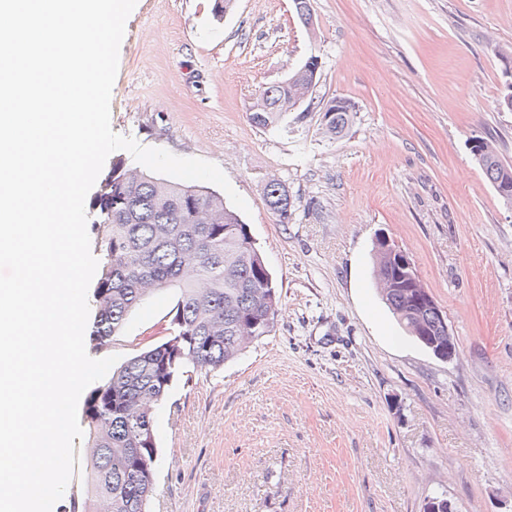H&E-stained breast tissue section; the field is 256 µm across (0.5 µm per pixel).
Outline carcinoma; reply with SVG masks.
I'll list each match as a JSON object with an SVG mask.
<instances>
[{"instance_id": "carcinoma-1", "label": "carcinoma", "mask_w": 512, "mask_h": 512, "mask_svg": "<svg viewBox=\"0 0 512 512\" xmlns=\"http://www.w3.org/2000/svg\"><path fill=\"white\" fill-rule=\"evenodd\" d=\"M298 92L280 83L263 88L248 109L250 122L265 130L281 127ZM324 111L330 114L326 136H343L353 123L354 105L346 100L338 112L332 100ZM472 152L498 196L512 203V164L484 140L476 141ZM108 181L111 188L93 203L102 266L93 291L92 349L111 348L133 312L163 291L173 293L170 314L182 319L188 336L180 357L165 338L112 369L86 396L83 422L91 453L73 512H146L156 482L136 490L127 483V449H141L144 464L155 470L158 443L145 444L141 428L154 423L149 409L166 399L168 377L185 374L190 380L189 368L218 371L237 359L273 331L279 295L249 226L221 194L150 174L131 175L121 160L112 162ZM264 197L279 221L288 222V189L272 180ZM374 256L382 299L404 331L416 329L397 268L377 248Z\"/></svg>"}]
</instances>
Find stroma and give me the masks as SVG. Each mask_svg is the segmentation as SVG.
<instances>
[{
  "mask_svg": "<svg viewBox=\"0 0 512 512\" xmlns=\"http://www.w3.org/2000/svg\"><path fill=\"white\" fill-rule=\"evenodd\" d=\"M137 0L111 95L114 132L216 164L275 278L276 326L221 371L176 382L154 413L149 512H512V205L471 147L512 162L497 48L512 0ZM311 98L266 131L255 94L309 56ZM354 123L324 137V106ZM294 205L268 209L269 180ZM405 251L458 338L435 357L395 323L373 246ZM156 295L112 352L165 336ZM339 101L344 103L343 111L336 112V99L327 103L324 107V115L331 114L328 119V129L325 133L330 139H336L343 136L349 130L356 114L354 105L345 99ZM333 111V112H332ZM355 112V113H354ZM264 197L269 210L281 223H287L293 206L287 188L281 182L272 180L264 188Z\"/></svg>",
  "mask_w": 512,
  "mask_h": 512,
  "instance_id": "stroma-1",
  "label": "stroma"
}]
</instances>
